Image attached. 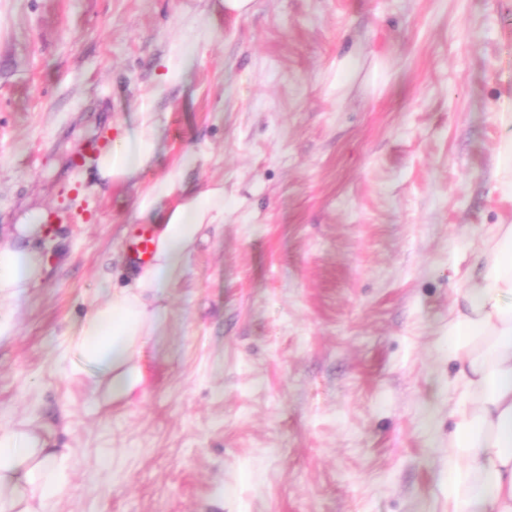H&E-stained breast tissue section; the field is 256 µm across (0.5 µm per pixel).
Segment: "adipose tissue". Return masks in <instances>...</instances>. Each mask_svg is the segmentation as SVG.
<instances>
[{
	"instance_id": "1",
	"label": "adipose tissue",
	"mask_w": 512,
	"mask_h": 512,
	"mask_svg": "<svg viewBox=\"0 0 512 512\" xmlns=\"http://www.w3.org/2000/svg\"><path fill=\"white\" fill-rule=\"evenodd\" d=\"M155 139L133 132L97 160L101 176L133 178L153 157ZM224 215V192H198L158 220V249L132 285L116 288L69 333L82 365L107 379L113 395L142 383L138 358L166 319L156 306L182 275L204 225ZM38 213L25 216L15 238L0 244V299H19L41 275L32 242ZM483 266L464 287L448 321V379L453 425L448 432V512H512V224L493 225ZM69 455L40 435L0 426V512H49L71 491Z\"/></svg>"
}]
</instances>
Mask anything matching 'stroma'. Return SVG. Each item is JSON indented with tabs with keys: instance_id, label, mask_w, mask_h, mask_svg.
Returning <instances> with one entry per match:
<instances>
[{
	"instance_id": "stroma-1",
	"label": "stroma",
	"mask_w": 512,
	"mask_h": 512,
	"mask_svg": "<svg viewBox=\"0 0 512 512\" xmlns=\"http://www.w3.org/2000/svg\"><path fill=\"white\" fill-rule=\"evenodd\" d=\"M510 118L512 0H0V240L62 215L0 426L69 449L54 512H446L448 320L512 224ZM145 120L151 163L101 179L83 146ZM189 151L161 207L220 188L224 221L113 398L67 331L133 283L138 203Z\"/></svg>"
}]
</instances>
